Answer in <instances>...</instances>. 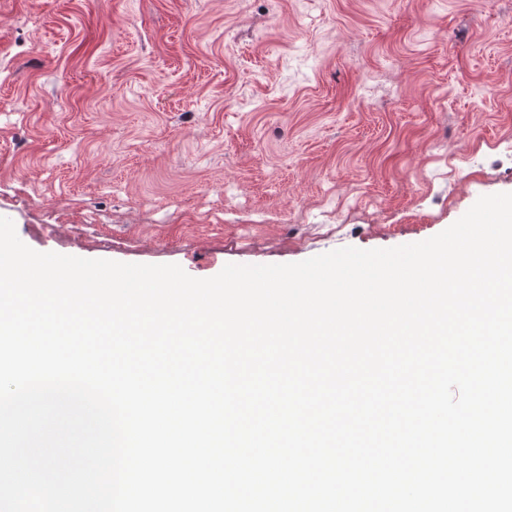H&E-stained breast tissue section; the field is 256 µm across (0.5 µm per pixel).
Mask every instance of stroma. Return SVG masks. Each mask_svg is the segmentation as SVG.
I'll return each instance as SVG.
<instances>
[{
	"label": "stroma",
	"mask_w": 512,
	"mask_h": 512,
	"mask_svg": "<svg viewBox=\"0 0 512 512\" xmlns=\"http://www.w3.org/2000/svg\"><path fill=\"white\" fill-rule=\"evenodd\" d=\"M508 136L512 0H0V216L38 252L210 278L416 243L512 193ZM331 187L369 201L334 233Z\"/></svg>",
	"instance_id": "stroma-1"
}]
</instances>
